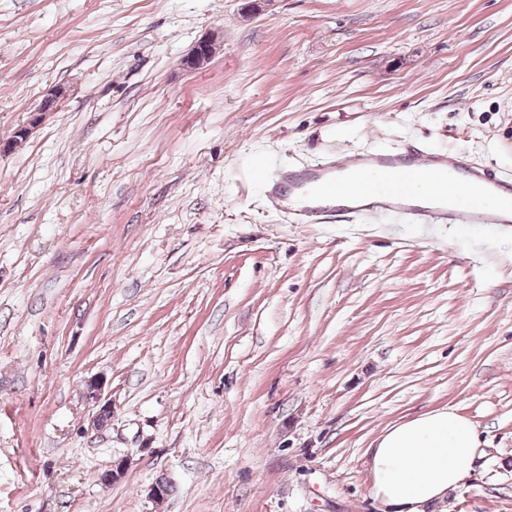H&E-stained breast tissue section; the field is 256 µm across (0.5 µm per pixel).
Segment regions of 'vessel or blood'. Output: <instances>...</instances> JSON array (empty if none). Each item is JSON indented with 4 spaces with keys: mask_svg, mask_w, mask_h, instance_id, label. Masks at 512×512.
<instances>
[{
    "mask_svg": "<svg viewBox=\"0 0 512 512\" xmlns=\"http://www.w3.org/2000/svg\"><path fill=\"white\" fill-rule=\"evenodd\" d=\"M382 168L392 174L387 191L393 198L404 197L415 184L435 190L450 170L458 174L460 185H486L500 192L498 212L488 213L472 206L413 209V216L421 221L499 224L504 215L512 216V181L503 179L493 167L472 164L461 152L444 156L411 148L403 153L357 155L343 161H328L311 169H292L274 175L269 174L264 163L259 161L253 166L252 176L271 185L274 197L285 201L292 223L318 224L333 209L341 192L335 179L336 171H349L355 192L366 208L372 209L377 205L371 185L372 174Z\"/></svg>",
    "mask_w": 512,
    "mask_h": 512,
    "instance_id": "1",
    "label": "vessel or blood"
}]
</instances>
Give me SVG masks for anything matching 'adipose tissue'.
Segmentation results:
<instances>
[{"mask_svg": "<svg viewBox=\"0 0 512 512\" xmlns=\"http://www.w3.org/2000/svg\"><path fill=\"white\" fill-rule=\"evenodd\" d=\"M481 441L474 423L444 407L393 424L367 450L383 512H426L474 474Z\"/></svg>", "mask_w": 512, "mask_h": 512, "instance_id": "1", "label": "adipose tissue"}]
</instances>
